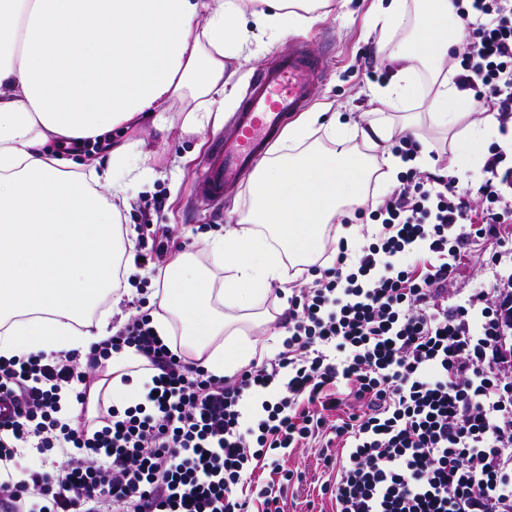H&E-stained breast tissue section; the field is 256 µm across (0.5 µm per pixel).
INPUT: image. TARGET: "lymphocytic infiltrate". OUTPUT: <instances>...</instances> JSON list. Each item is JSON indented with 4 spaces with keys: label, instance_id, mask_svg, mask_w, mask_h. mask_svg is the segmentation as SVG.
I'll return each mask as SVG.
<instances>
[{
    "label": "lymphocytic infiltrate",
    "instance_id": "1",
    "mask_svg": "<svg viewBox=\"0 0 512 512\" xmlns=\"http://www.w3.org/2000/svg\"><path fill=\"white\" fill-rule=\"evenodd\" d=\"M466 42L445 66L475 106L496 111L503 145L487 160L474 214L455 175L424 173L410 134L392 139L408 168L341 225L371 220L357 248L339 240L277 319L281 351L217 376L136 312L111 338L74 352L0 357V512H284L285 484L237 494L248 464L324 440L336 512H512L511 288L448 296L470 246L512 254V0H453ZM415 255L412 264L404 255ZM131 348L153 376L143 403L87 419L88 388ZM264 416L241 423L254 393Z\"/></svg>",
    "mask_w": 512,
    "mask_h": 512
}]
</instances>
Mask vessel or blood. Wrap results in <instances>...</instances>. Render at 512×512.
Listing matches in <instances>:
<instances>
[{
	"mask_svg": "<svg viewBox=\"0 0 512 512\" xmlns=\"http://www.w3.org/2000/svg\"><path fill=\"white\" fill-rule=\"evenodd\" d=\"M323 74L322 63L303 41L259 71L246 91L241 109L224 128V139L198 186L199 196L220 202L228 188L249 178L282 128L284 114L304 111Z\"/></svg>",
	"mask_w": 512,
	"mask_h": 512,
	"instance_id": "vessel-or-blood-1",
	"label": "vessel or blood"
}]
</instances>
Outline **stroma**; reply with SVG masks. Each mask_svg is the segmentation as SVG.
Listing matches in <instances>:
<instances>
[{"instance_id": "obj_1", "label": "stroma", "mask_w": 512, "mask_h": 512, "mask_svg": "<svg viewBox=\"0 0 512 512\" xmlns=\"http://www.w3.org/2000/svg\"><path fill=\"white\" fill-rule=\"evenodd\" d=\"M370 6L371 0H352L347 8L329 13L303 31L308 45L325 56V74L315 89L311 110L329 105L342 112L349 122L361 125L379 113L388 112V105L367 92L369 84L388 78L387 70L377 61L375 48L381 32L373 24ZM291 42L287 36L253 45L249 61L233 78L235 92L224 103L225 118H232L238 111L252 74L287 51ZM422 133L424 143L438 154L437 160L429 165L430 171L446 166L448 173L459 176L462 188L477 192L483 178L482 167L498 141L497 136L475 144L463 138L452 142L428 120L423 123ZM223 135L220 126L207 127L199 136L181 134L176 128L162 133L151 126L130 131V138L157 143L158 155L151 161L146 177L129 187L124 226L135 230L142 224H154L163 230L173 229L176 250L191 252L201 264H208L204 239L223 234L252 206L246 186L228 190L223 204L217 207L202 203L194 192L214 143ZM494 251V245L487 242L472 248L451 278V292L464 296L477 288L492 287L497 278L512 273L510 257L491 263ZM283 466L305 474L303 483L289 496L286 512H332L330 501L321 496L320 487L326 476L319 447L296 449L284 459Z\"/></svg>"}]
</instances>
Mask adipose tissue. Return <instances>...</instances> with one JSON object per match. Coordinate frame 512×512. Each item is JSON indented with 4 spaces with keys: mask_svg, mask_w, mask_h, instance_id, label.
Instances as JSON below:
<instances>
[{
    "mask_svg": "<svg viewBox=\"0 0 512 512\" xmlns=\"http://www.w3.org/2000/svg\"><path fill=\"white\" fill-rule=\"evenodd\" d=\"M333 0H0V357L79 351L113 333L123 299L118 271L135 269L136 235L120 224L126 190L156 156L144 140L114 133L142 124L166 130L163 106L190 102L180 129L200 133L218 121L232 67L250 44L311 26ZM413 41L394 40L406 0H373L384 36L377 55L391 72L372 92L400 103L415 83L414 62L442 70L452 41V0H419ZM459 95L442 79L430 117L439 127L477 141L498 128L495 114L465 122L448 109ZM316 112L289 124L250 184L253 205L224 236L204 249L210 268L188 252L174 254L162 273L161 337L180 324L182 342L218 376L233 375L258 354L240 330L268 322L263 301L287 284V267L310 265L325 252V232L342 210L360 205L379 167L395 177L403 164L388 148L390 118L361 127ZM323 131L330 145L311 144ZM364 141L371 156L352 149ZM107 142L105 163L68 158L72 145ZM141 359L113 356L108 375L89 391L114 403L134 402L148 380Z\"/></svg>",
    "mask_w": 512,
    "mask_h": 512,
    "instance_id": "obj_1",
    "label": "adipose tissue"
}]
</instances>
